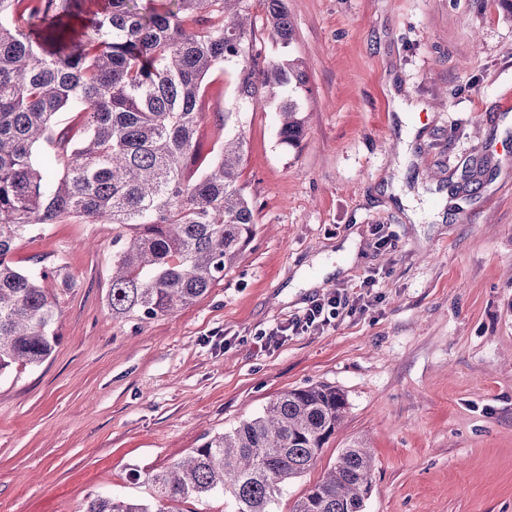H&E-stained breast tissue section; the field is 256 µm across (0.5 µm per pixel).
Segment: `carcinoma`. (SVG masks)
<instances>
[{
	"instance_id": "obj_1",
	"label": "carcinoma",
	"mask_w": 512,
	"mask_h": 512,
	"mask_svg": "<svg viewBox=\"0 0 512 512\" xmlns=\"http://www.w3.org/2000/svg\"><path fill=\"white\" fill-rule=\"evenodd\" d=\"M0 0V376L40 365L58 341L47 280L62 268H20L22 238L44 224H114L108 307L155 318L202 298L241 256L255 210L239 183L246 140L224 132L201 155L209 79L232 75L238 103L274 102L281 143L296 146L307 84L296 58L271 60L257 38L254 0ZM264 5L267 38L294 27L284 0ZM26 17L28 31L12 26ZM71 120L61 124L62 114ZM336 388L292 389L263 413L147 476L151 499L97 495L81 512H186L222 495L231 512H275L346 414ZM375 462L355 442L291 512H363Z\"/></svg>"
}]
</instances>
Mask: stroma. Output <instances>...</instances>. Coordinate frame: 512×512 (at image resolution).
Masks as SVG:
<instances>
[{"mask_svg": "<svg viewBox=\"0 0 512 512\" xmlns=\"http://www.w3.org/2000/svg\"><path fill=\"white\" fill-rule=\"evenodd\" d=\"M286 4L294 41L265 52L307 67L305 134L282 144L275 105L236 110L213 75L202 151L236 112L256 224L201 300L113 318L111 224H46L13 252L70 285L50 356L0 379V512L149 498L148 473L313 384L347 414L276 512L355 441L375 460L364 512H512V0ZM337 288L363 310L261 348Z\"/></svg>", "mask_w": 512, "mask_h": 512, "instance_id": "1", "label": "stroma"}]
</instances>
